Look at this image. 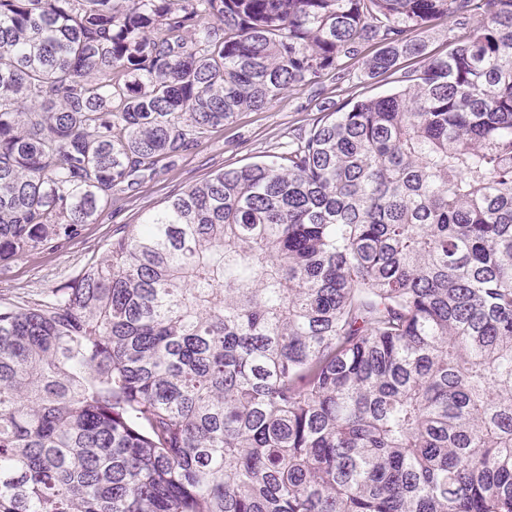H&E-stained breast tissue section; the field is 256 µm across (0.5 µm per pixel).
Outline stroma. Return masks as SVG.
I'll return each instance as SVG.
<instances>
[{"instance_id": "1", "label": "stroma", "mask_w": 512, "mask_h": 512, "mask_svg": "<svg viewBox=\"0 0 512 512\" xmlns=\"http://www.w3.org/2000/svg\"><path fill=\"white\" fill-rule=\"evenodd\" d=\"M419 65V59L407 58L399 72L371 78L363 63L353 60L346 63L342 80L326 77L315 87L290 92L263 110L239 113L223 126L209 129L175 162L159 164L138 185L113 196L96 222L83 225L76 238L0 262V302L41 298L98 258L116 228L135 227L172 195L217 171L272 161L295 130L310 129L316 118L348 100L392 93L400 88L403 72Z\"/></svg>"}]
</instances>
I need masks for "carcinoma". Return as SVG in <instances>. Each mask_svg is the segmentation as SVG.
Masks as SVG:
<instances>
[{
  "instance_id": "cac0c4a2",
  "label": "carcinoma",
  "mask_w": 512,
  "mask_h": 512,
  "mask_svg": "<svg viewBox=\"0 0 512 512\" xmlns=\"http://www.w3.org/2000/svg\"><path fill=\"white\" fill-rule=\"evenodd\" d=\"M371 42L421 70L0 304V512H512V0H0V261ZM449 24L434 26L420 34L421 38L427 43L428 52L435 55H442L448 52L449 41L453 38L454 41L464 38L465 31L455 29L449 32Z\"/></svg>"
}]
</instances>
